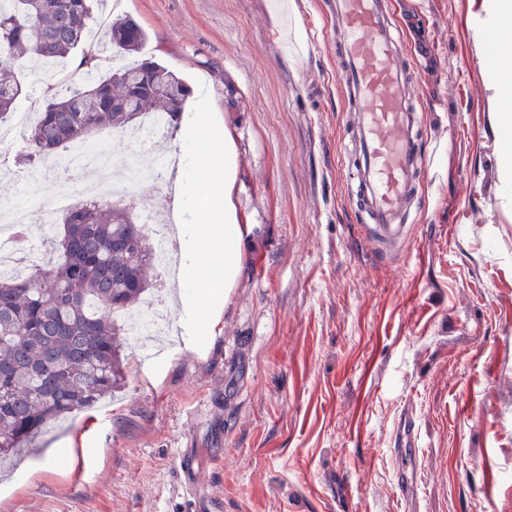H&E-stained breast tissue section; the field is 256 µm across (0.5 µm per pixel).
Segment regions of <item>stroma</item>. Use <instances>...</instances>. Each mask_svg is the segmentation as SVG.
I'll use <instances>...</instances> for the list:
<instances>
[{"label":"stroma","instance_id":"obj_1","mask_svg":"<svg viewBox=\"0 0 512 512\" xmlns=\"http://www.w3.org/2000/svg\"><path fill=\"white\" fill-rule=\"evenodd\" d=\"M410 52L429 171L407 238L374 247L346 177L347 104L322 40V0H290L286 47L269 0H120L145 57L190 89L156 153L185 151L208 90L229 153L224 198L238 263L204 347L153 363L48 426L6 479L0 512H512V168L507 99L492 76L488 0H394ZM21 67L17 109L77 72ZM34 241L41 183L17 184ZM417 427L418 498L398 487L395 434ZM204 480L187 490L182 452Z\"/></svg>","mask_w":512,"mask_h":512}]
</instances>
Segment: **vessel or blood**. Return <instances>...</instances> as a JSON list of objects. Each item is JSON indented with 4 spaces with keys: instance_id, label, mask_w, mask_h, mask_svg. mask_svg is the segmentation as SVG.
Returning <instances> with one entry per match:
<instances>
[{
    "instance_id": "vessel-or-blood-1",
    "label": "vessel or blood",
    "mask_w": 512,
    "mask_h": 512,
    "mask_svg": "<svg viewBox=\"0 0 512 512\" xmlns=\"http://www.w3.org/2000/svg\"><path fill=\"white\" fill-rule=\"evenodd\" d=\"M324 17V42L334 51L336 78L356 114L348 177L361 221L371 237L393 240L403 233L427 163L417 136L425 107L415 93L416 63L393 0H326ZM415 428L412 418L403 420L395 450L403 490L417 477Z\"/></svg>"
}]
</instances>
